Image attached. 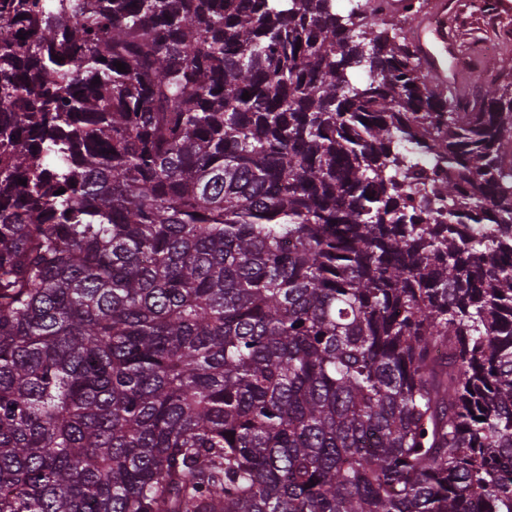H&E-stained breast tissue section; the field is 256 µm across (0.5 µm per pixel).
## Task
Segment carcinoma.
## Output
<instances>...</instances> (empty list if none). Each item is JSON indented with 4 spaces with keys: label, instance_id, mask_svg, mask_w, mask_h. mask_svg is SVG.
I'll return each instance as SVG.
<instances>
[{
    "label": "carcinoma",
    "instance_id": "obj_1",
    "mask_svg": "<svg viewBox=\"0 0 512 512\" xmlns=\"http://www.w3.org/2000/svg\"><path fill=\"white\" fill-rule=\"evenodd\" d=\"M349 2L0 0V512H512V81Z\"/></svg>",
    "mask_w": 512,
    "mask_h": 512
}]
</instances>
